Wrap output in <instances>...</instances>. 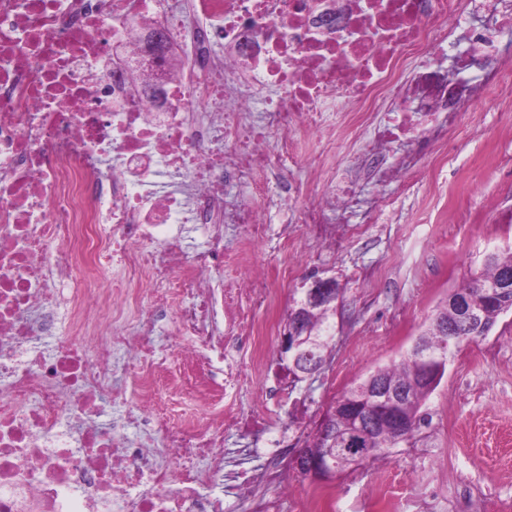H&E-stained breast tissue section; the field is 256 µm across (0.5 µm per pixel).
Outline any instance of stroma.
I'll return each mask as SVG.
<instances>
[{
    "label": "stroma",
    "mask_w": 512,
    "mask_h": 512,
    "mask_svg": "<svg viewBox=\"0 0 512 512\" xmlns=\"http://www.w3.org/2000/svg\"><path fill=\"white\" fill-rule=\"evenodd\" d=\"M445 153L429 155V169L406 184L366 181L363 201L389 198L385 224H365L360 211L355 233L337 232L332 250L314 249L302 225L274 224L253 250L277 291L273 307L254 309L264 326V347L278 360L280 341L296 288L310 275L335 277L343 288L336 341L323 369L298 382L293 397L305 415L281 414L269 434L224 431L225 472L258 474L282 468L290 495L272 484L264 496L278 499V512H293V497L314 481L292 463H280L267 443L287 435L303 446L308 433L343 391L376 369L397 363L412 347L449 292L480 269L487 254L512 248V106L488 92L459 113ZM288 279H280L281 270ZM237 376L224 407L257 416L268 403L267 385L249 351L234 358ZM428 405L431 418L411 445L351 465L327 479L335 512H371L376 490L408 500L414 512H512V312L500 317L484 339L466 344L451 358Z\"/></svg>",
    "instance_id": "obj_1"
}]
</instances>
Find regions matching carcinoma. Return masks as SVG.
Masks as SVG:
<instances>
[{
    "instance_id": "1",
    "label": "carcinoma",
    "mask_w": 512,
    "mask_h": 512,
    "mask_svg": "<svg viewBox=\"0 0 512 512\" xmlns=\"http://www.w3.org/2000/svg\"><path fill=\"white\" fill-rule=\"evenodd\" d=\"M512 272V248L505 253H491L485 257L481 271L473 274L448 295V301L437 311L435 318L419 336L417 344L442 360V367L462 345L483 339L493 330L499 318L512 311V282L501 287L503 276ZM457 295L468 297L478 312V321L471 324L465 320L451 302ZM289 313L297 314L298 338L303 344L288 354L286 370L295 380L311 374L310 364L316 357L328 354L336 336L335 303L327 306H312L302 296L293 300ZM423 356L410 351L395 366L380 368L374 375L385 385L405 393L406 399L400 412L415 425L429 416L426 403L440 380L425 381L422 378ZM365 383L345 391L330 405L326 414L331 416V425L325 429L316 426L305 443L308 453L320 457H333L334 468L342 471L359 459L338 448H361L365 458H373L403 446L404 441L395 440L392 431L380 429L364 433L358 427L357 418H369L372 409L364 400Z\"/></svg>"
}]
</instances>
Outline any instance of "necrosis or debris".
<instances>
[{"instance_id":"1","label":"necrosis or debris","mask_w":512,"mask_h":512,"mask_svg":"<svg viewBox=\"0 0 512 512\" xmlns=\"http://www.w3.org/2000/svg\"><path fill=\"white\" fill-rule=\"evenodd\" d=\"M495 18L512 0H0V512H224V429L268 420L173 423L156 379L175 354L220 397L276 302L259 267L225 282V226L263 240L275 182L335 244L358 173L422 172L499 75ZM362 110L337 160L321 134ZM121 372L137 400L101 422Z\"/></svg>"}]
</instances>
